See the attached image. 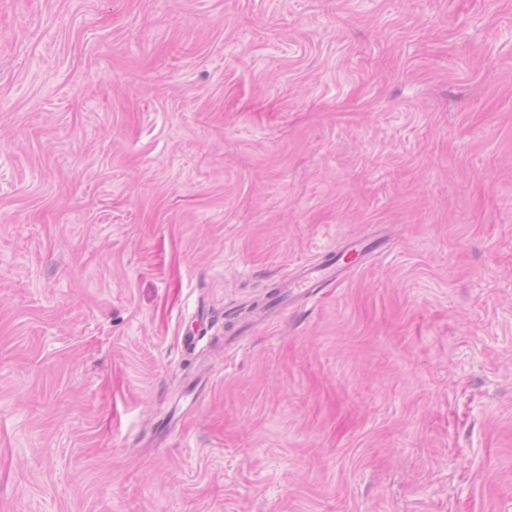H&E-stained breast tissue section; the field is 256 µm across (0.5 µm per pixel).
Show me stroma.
Wrapping results in <instances>:
<instances>
[{"label":"stroma","instance_id":"stroma-1","mask_svg":"<svg viewBox=\"0 0 512 512\" xmlns=\"http://www.w3.org/2000/svg\"><path fill=\"white\" fill-rule=\"evenodd\" d=\"M0 512H512V0H0ZM355 257L352 259V255ZM359 256L354 245H347L339 255H335V261L331 262L329 266L324 264H318L308 266L302 277L295 283L293 288H299L300 295H310L314 290L319 288H325L331 284V280L335 278V272L330 267L335 265L336 270L343 272V265L341 261L351 259L354 260Z\"/></svg>","mask_w":512,"mask_h":512}]
</instances>
